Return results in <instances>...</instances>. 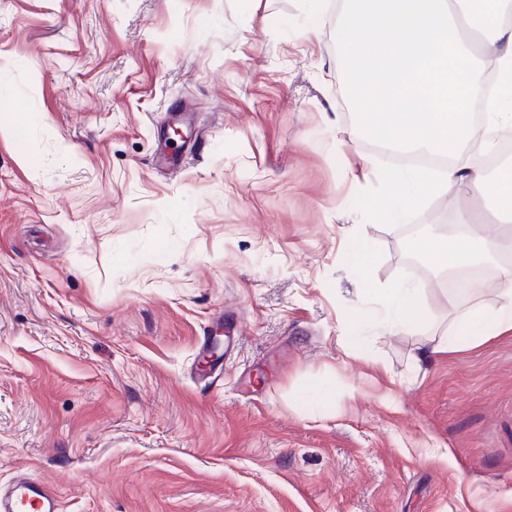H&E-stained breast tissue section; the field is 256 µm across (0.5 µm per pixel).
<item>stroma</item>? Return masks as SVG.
Here are the masks:
<instances>
[{"label":"stroma","mask_w":512,"mask_h":512,"mask_svg":"<svg viewBox=\"0 0 512 512\" xmlns=\"http://www.w3.org/2000/svg\"><path fill=\"white\" fill-rule=\"evenodd\" d=\"M0 0V482L61 512H512V334L455 352L447 275L377 216L328 0ZM201 137L156 163L168 114ZM31 157L23 165L20 153ZM367 240L366 268L345 256ZM425 320L363 329L369 294ZM238 340L196 374L217 322ZM332 382L336 403L291 399ZM419 288L399 285L384 298L383 309L392 332L400 331L424 318L419 307ZM58 494L49 485L21 474L0 484L1 512H58Z\"/></svg>","instance_id":"35a3bbf8"}]
</instances>
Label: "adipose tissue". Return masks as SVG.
<instances>
[{"instance_id": "ef3b65f1", "label": "adipose tissue", "mask_w": 512, "mask_h": 512, "mask_svg": "<svg viewBox=\"0 0 512 512\" xmlns=\"http://www.w3.org/2000/svg\"><path fill=\"white\" fill-rule=\"evenodd\" d=\"M463 23L479 31L481 51L461 40ZM336 44L362 129L389 148L450 160L439 174L424 166L388 168L383 181L391 200L380 216L407 221L424 197L464 186L492 204L504 230L485 235L468 210H458L462 233L420 236L421 258L442 271H463L511 254L512 163L490 176L470 159L495 156L502 136L512 133V0H345ZM502 276L497 308L459 311L464 295L479 289L475 280L449 294L455 316L434 351L512 331V269ZM383 309L394 332L424 317L417 288L406 285L390 289Z\"/></svg>"}]
</instances>
